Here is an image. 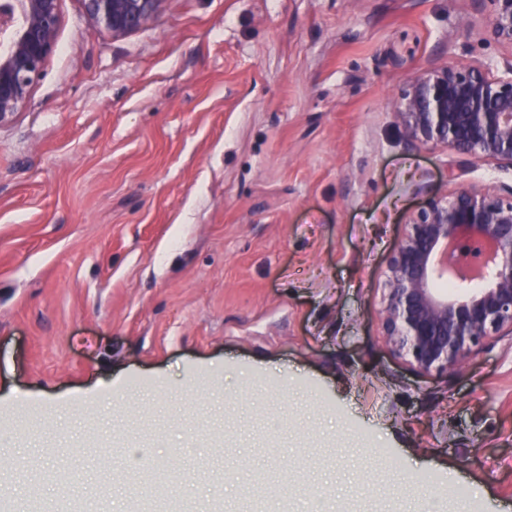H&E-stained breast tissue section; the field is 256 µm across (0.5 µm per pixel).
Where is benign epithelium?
<instances>
[{"mask_svg":"<svg viewBox=\"0 0 512 512\" xmlns=\"http://www.w3.org/2000/svg\"><path fill=\"white\" fill-rule=\"evenodd\" d=\"M61 0H0V124L30 99L57 45ZM490 37L512 47V0H484ZM114 37L148 25L163 0H81ZM405 141L512 169V60L502 72L461 61L409 80L396 105ZM380 311L393 355L423 374H453L512 341V185L439 192L409 213L386 264ZM102 501L66 487L43 512Z\"/></svg>","mask_w":512,"mask_h":512,"instance_id":"obj_1","label":"benign epithelium"}]
</instances>
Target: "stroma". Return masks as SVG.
<instances>
[{"label": "stroma", "mask_w": 512, "mask_h": 512, "mask_svg": "<svg viewBox=\"0 0 512 512\" xmlns=\"http://www.w3.org/2000/svg\"><path fill=\"white\" fill-rule=\"evenodd\" d=\"M483 0H164L112 37L62 0L58 46L0 126V484L152 494L114 439L190 497L245 512H512V342L454 375L385 344L406 215L512 172L417 150L416 74L512 58ZM142 388L130 390L131 380ZM123 409H115L116 397ZM467 487L418 495L408 478ZM298 478L311 493L282 506Z\"/></svg>", "instance_id": "obj_1"}]
</instances>
